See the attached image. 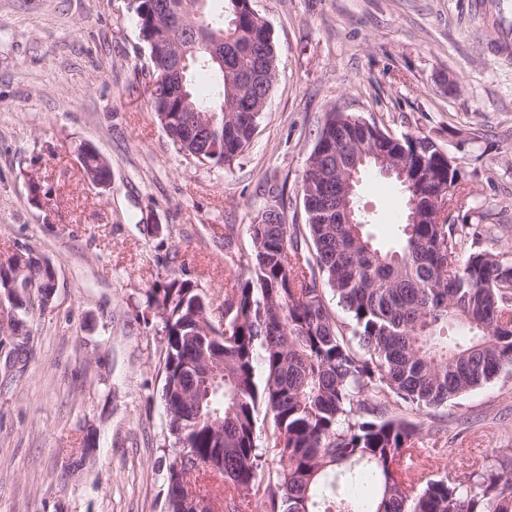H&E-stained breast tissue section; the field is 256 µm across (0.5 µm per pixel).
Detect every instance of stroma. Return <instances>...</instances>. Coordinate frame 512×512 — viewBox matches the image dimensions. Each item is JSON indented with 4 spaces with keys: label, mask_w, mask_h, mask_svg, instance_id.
<instances>
[{
    "label": "stroma",
    "mask_w": 512,
    "mask_h": 512,
    "mask_svg": "<svg viewBox=\"0 0 512 512\" xmlns=\"http://www.w3.org/2000/svg\"><path fill=\"white\" fill-rule=\"evenodd\" d=\"M253 8L277 76L248 149L217 169L176 152L151 112L127 0H0V260L29 255L56 274L15 364L0 296V512H167L175 447L150 291L169 274L191 279L220 317L229 259L249 250L270 186L288 192L287 222L304 223L307 158L330 107L432 139L464 175L481 248L512 255V58L492 56L496 34L471 0ZM88 145L109 186L85 175ZM357 198L372 243L395 246L399 185L370 170ZM423 419L431 477L490 469L512 448V370Z\"/></svg>",
    "instance_id": "1"
}]
</instances>
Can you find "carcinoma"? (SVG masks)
<instances>
[{
  "mask_svg": "<svg viewBox=\"0 0 512 512\" xmlns=\"http://www.w3.org/2000/svg\"><path fill=\"white\" fill-rule=\"evenodd\" d=\"M208 0H129L149 65L142 68L148 102L177 150L203 165L222 167L249 146L262 113L243 78L262 62L277 72L266 21L249 0H224L214 16ZM188 53L182 75L170 73L174 46ZM204 72L208 91L191 79ZM210 115L211 140L184 132V100ZM349 159L369 150L404 162L417 178L403 185L407 214L397 249L374 246L364 227L371 216L351 195L354 224L336 223L328 190L343 182L328 169L329 148ZM302 192L306 222L289 224L288 194L273 188L272 207L249 224L251 247L232 265L224 288V325L209 318L210 299L176 275L151 292L163 324L161 351L168 432L176 455L169 467V512H216L195 488L201 471L224 486L227 512L257 498L265 512H512V456L490 471L426 475L415 461L424 422L389 413L390 406L440 407L480 388L512 366V260L476 247L465 223L467 189L459 185L454 215L440 224L430 198L462 181L426 136L399 138L350 121L331 108L308 156ZM55 271L47 261L15 255L0 261V293L24 317L52 298ZM332 292L348 321L326 303ZM221 372L201 376V361ZM268 416L267 445L257 444L260 409ZM185 461H180L182 454ZM365 499L352 490L363 477Z\"/></svg>",
  "mask_w": 512,
  "mask_h": 512,
  "instance_id": "1",
  "label": "carcinoma"
}]
</instances>
